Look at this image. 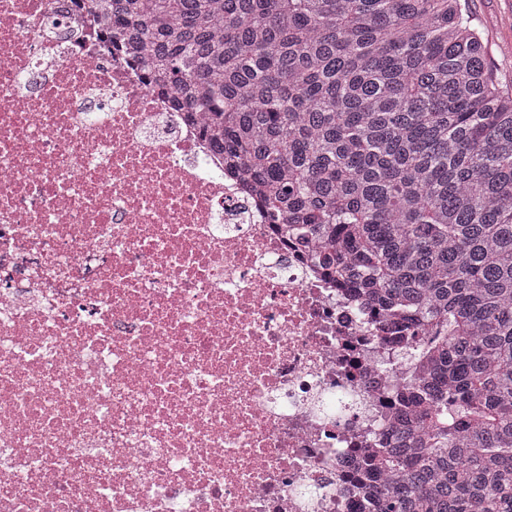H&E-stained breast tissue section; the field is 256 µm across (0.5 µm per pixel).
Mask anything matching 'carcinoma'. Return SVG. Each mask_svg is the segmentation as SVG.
I'll return each instance as SVG.
<instances>
[{"mask_svg": "<svg viewBox=\"0 0 512 512\" xmlns=\"http://www.w3.org/2000/svg\"><path fill=\"white\" fill-rule=\"evenodd\" d=\"M62 0L150 80L426 355L371 512H512V95L461 0Z\"/></svg>", "mask_w": 512, "mask_h": 512, "instance_id": "1", "label": "carcinoma"}]
</instances>
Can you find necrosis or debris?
<instances>
[{
	"label": "necrosis or debris",
	"mask_w": 512,
	"mask_h": 512,
	"mask_svg": "<svg viewBox=\"0 0 512 512\" xmlns=\"http://www.w3.org/2000/svg\"><path fill=\"white\" fill-rule=\"evenodd\" d=\"M120 53L0 0V512H356L399 340Z\"/></svg>",
	"instance_id": "4bbe7bcc"
}]
</instances>
